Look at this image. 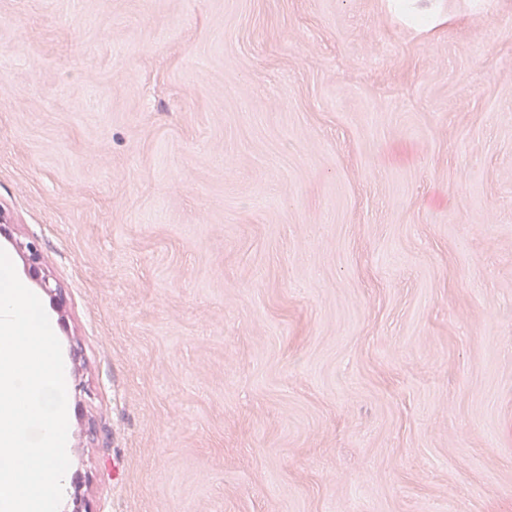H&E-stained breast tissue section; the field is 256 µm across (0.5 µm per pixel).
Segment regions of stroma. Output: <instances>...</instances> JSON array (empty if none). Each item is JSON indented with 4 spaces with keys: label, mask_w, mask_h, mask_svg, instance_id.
Instances as JSON below:
<instances>
[{
    "label": "stroma",
    "mask_w": 512,
    "mask_h": 512,
    "mask_svg": "<svg viewBox=\"0 0 512 512\" xmlns=\"http://www.w3.org/2000/svg\"><path fill=\"white\" fill-rule=\"evenodd\" d=\"M393 2L0 0L92 512H512V0Z\"/></svg>",
    "instance_id": "1"
}]
</instances>
